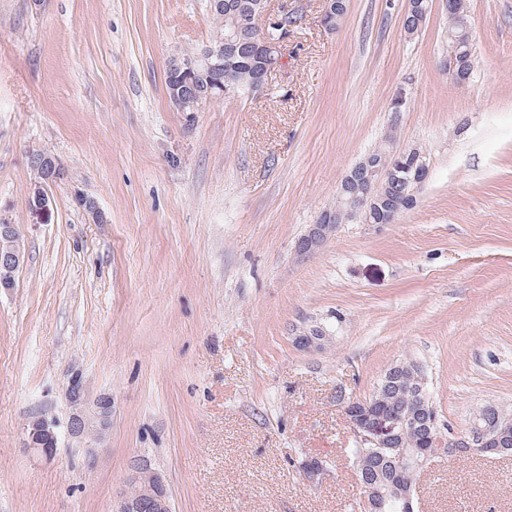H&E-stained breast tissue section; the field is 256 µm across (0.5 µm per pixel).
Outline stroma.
Instances as JSON below:
<instances>
[{
	"instance_id": "35a3bbf8",
	"label": "stroma",
	"mask_w": 512,
	"mask_h": 512,
	"mask_svg": "<svg viewBox=\"0 0 512 512\" xmlns=\"http://www.w3.org/2000/svg\"><path fill=\"white\" fill-rule=\"evenodd\" d=\"M405 6L348 0L329 30L309 0L261 93L179 112L166 71L209 41L206 0H0V207L22 255L0 291V512H113L140 457L173 512H358L336 392L368 398L404 361L443 426L512 418V0H466L463 84L448 0L412 37ZM393 120L394 149L429 159L414 206L300 256ZM35 150L62 169L45 212ZM76 374L112 399L102 442L67 432ZM41 412L50 461L25 446ZM308 456L329 466L313 484ZM416 487L418 512H512V455L436 457ZM467 20L463 0H448V44L450 52L448 57V71L453 78L457 75V69L462 79L468 80L473 70V45L464 21ZM458 68H457V62Z\"/></svg>"
}]
</instances>
